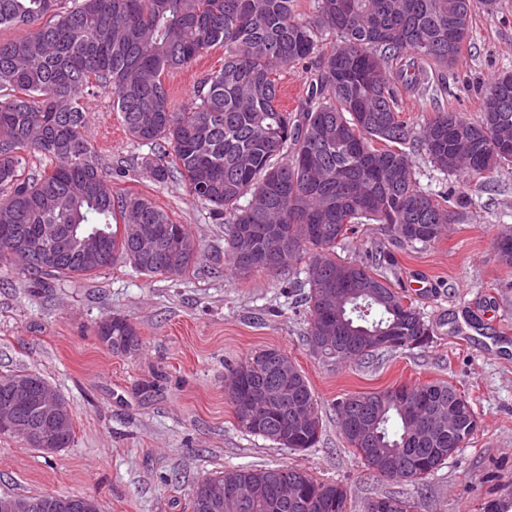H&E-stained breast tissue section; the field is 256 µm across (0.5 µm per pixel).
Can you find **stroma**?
Instances as JSON below:
<instances>
[{
    "label": "stroma",
    "mask_w": 512,
    "mask_h": 512,
    "mask_svg": "<svg viewBox=\"0 0 512 512\" xmlns=\"http://www.w3.org/2000/svg\"><path fill=\"white\" fill-rule=\"evenodd\" d=\"M223 64V48L214 47L169 73L173 107L186 106L197 82ZM506 71H512V0H499L495 11H475L452 69L429 72L419 87H400L403 116L416 127L439 111L476 119L485 87ZM84 106L86 134L103 169L124 170L114 188L146 197L187 225L201 253L180 275L149 277L120 264L88 279L39 285L0 263V375L41 374L68 400L73 423L69 447L50 455L0 435V494L88 495L101 512H183L189 489L203 477L288 465L344 485L350 512H364L368 499L400 487L370 476L353 455L336 423V401L444 381L468 398L479 428L416 493L419 512H484L489 501L498 512H512V266L496 249L498 235L512 228V172L495 174L490 189L477 191L435 170L415 149L422 188L472 197L463 223L415 249L385 226L366 224L336 253L362 260L381 251L383 271L423 314L432 341L332 364L306 345L309 316L298 288L271 273L241 279L214 263V251L224 248V224L182 181H153L141 165L150 149L128 136L111 93L87 96ZM116 315L137 326V354L116 355L98 341L96 324ZM267 348L288 355L309 381L323 420L314 448L291 451L235 425L224 375Z\"/></svg>",
    "instance_id": "stroma-1"
}]
</instances>
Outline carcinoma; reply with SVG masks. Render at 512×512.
Returning <instances> with one entry per match:
<instances>
[{
  "mask_svg": "<svg viewBox=\"0 0 512 512\" xmlns=\"http://www.w3.org/2000/svg\"><path fill=\"white\" fill-rule=\"evenodd\" d=\"M61 0H0V27L27 26L30 34L0 41V261L12 263L34 282L48 277L83 279L119 263L138 272L183 273L199 245L187 225L173 222L149 199L112 189L85 135L82 100L112 92L128 135L150 146L142 166L164 183L173 172L189 192L226 224L225 261L239 277L273 272L288 279L306 273L301 301L310 319V351L338 363L382 353L423 348L431 329L407 296L392 288L378 267L336 256L356 225L385 224L414 248L438 240L463 213L414 177L413 145L426 151L443 174L486 178L512 170V84L495 78L484 96L498 93L500 110L471 121L457 112H435L420 130L404 120L395 81L414 88L423 71L407 58L437 71L453 67L470 34L475 0H311L312 12L296 13V0H79L66 11ZM317 81L298 113L279 104L282 69L321 53ZM224 48V66L193 90L190 103L172 107L166 75L192 65L213 47ZM27 153L55 161L27 174ZM247 199L241 204V199ZM55 224H80L99 234L101 254L38 267L12 252V235L39 237ZM142 226L159 249L142 254L131 236ZM307 264V270L300 269ZM350 271L341 288L351 293L344 311L327 298L328 282ZM341 318L352 330L333 347L315 344L320 327ZM99 342L114 354L141 347L138 328L121 316L100 320ZM388 335L390 344L363 350L360 337ZM276 349H262L232 368L224 384L266 399L264 428L249 424L236 398L228 400L237 427L289 448L279 432L292 429L313 448L322 427L300 426L318 403L306 376L291 387L266 392ZM18 378L43 379L19 370L0 376V397ZM420 405L416 422L389 399L375 409L376 439L359 450L349 434L348 409L378 398L349 394L336 402L337 426L370 473L389 480L381 462L396 458L416 473L419 486L448 462V441L469 439V402L447 382L401 384ZM245 497L241 512H302L279 488L293 483L314 512H348V489L320 482L290 466L237 467L229 471ZM206 487L195 484L185 509L204 512Z\"/></svg>",
  "mask_w": 512,
  "mask_h": 512,
  "instance_id": "cac0c4a2",
  "label": "carcinoma"
}]
</instances>
